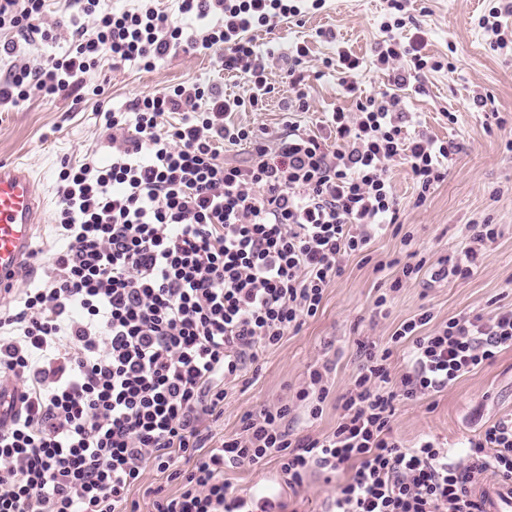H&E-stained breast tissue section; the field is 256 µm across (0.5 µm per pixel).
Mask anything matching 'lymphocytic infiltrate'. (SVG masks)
<instances>
[{
    "mask_svg": "<svg viewBox=\"0 0 512 512\" xmlns=\"http://www.w3.org/2000/svg\"><path fill=\"white\" fill-rule=\"evenodd\" d=\"M92 19L73 49L28 61L21 45L42 28L45 0H0V109L32 92L82 96L85 75L103 59L153 68L176 51L223 52L242 70L249 98H227L194 84L146 96L127 111L104 113L112 158L59 171L57 226L63 247L46 280L18 304L0 308V377L20 381L19 414L0 429V512H137L131 489L145 465L181 481L176 495L154 488L155 512H248L226 471L276 460L290 488L308 475L351 468L325 512H477L474 476L512 478V418L487 425L455 461L438 439L404 445L395 405L439 393L512 348V308L449 319L431 327L422 310L400 324L389 348L363 344L365 360L340 400L335 429L296 435L288 418L323 413L329 365L310 366L291 399L248 414L241 434L215 437L227 386L315 317L345 259L397 222L391 161L410 167L420 194L443 177L454 145L406 136L396 94L382 92L355 112H333L338 146L286 122L277 154L257 131L228 114L267 94L265 56L250 31L299 15L296 0H178L202 21L184 37L154 0L115 13L105 0H64ZM391 20L376 50L378 68L406 85L440 70L393 35L404 0H388ZM410 67H402V59ZM178 123L163 127L166 115ZM249 144L248 165L225 161V144ZM495 225L469 224L454 262L439 260L432 281L470 277ZM407 364L392 379L391 348Z\"/></svg>",
    "mask_w": 512,
    "mask_h": 512,
    "instance_id": "obj_1",
    "label": "lymphocytic infiltrate"
}]
</instances>
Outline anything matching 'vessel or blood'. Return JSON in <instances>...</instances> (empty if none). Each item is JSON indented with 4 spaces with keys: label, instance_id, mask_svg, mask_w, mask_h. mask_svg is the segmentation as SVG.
Here are the masks:
<instances>
[{
    "label": "vessel or blood",
    "instance_id": "obj_1",
    "mask_svg": "<svg viewBox=\"0 0 512 512\" xmlns=\"http://www.w3.org/2000/svg\"><path fill=\"white\" fill-rule=\"evenodd\" d=\"M45 202L31 168L0 163V296L13 290L31 265L33 230L42 223ZM470 493L481 512H512V479H474Z\"/></svg>",
    "mask_w": 512,
    "mask_h": 512
}]
</instances>
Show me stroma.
Wrapping results in <instances>:
<instances>
[{
    "label": "stroma",
    "instance_id": "1",
    "mask_svg": "<svg viewBox=\"0 0 512 512\" xmlns=\"http://www.w3.org/2000/svg\"><path fill=\"white\" fill-rule=\"evenodd\" d=\"M500 4L501 0H408L409 20L395 30V38L420 44L422 55L444 62L445 67L411 81L400 96L408 129L421 128L435 139L456 145L447 174L421 203L409 167L399 161L391 164L401 233L376 234L365 252L346 259L341 277L326 288L317 315L265 352L258 371H245L230 385L224 413L212 425L214 434H239L246 414L260 405L288 400L307 367L323 362L332 367L324 412L319 419L300 420L297 428L303 434H328L336 426L340 398L358 368V342L386 347L393 331L424 308L431 310L437 326L452 317L487 315L512 306V51L491 49L478 25L479 18ZM301 8V15L275 29L252 32L260 49L275 51L268 62L273 89L258 109L231 115L233 122L259 129L273 149L285 131V117L325 136L336 108L355 111L358 100L377 95L391 84L389 74L373 63L374 47L384 37L385 0H325L319 7L303 0ZM44 25L56 27L57 38L49 43L34 41L31 58L41 61L69 52L74 25L66 21L60 0H47ZM300 43L309 54L295 84L288 77L287 54ZM342 50L361 60L359 69L348 77L323 65ZM86 82L102 86L103 95L80 102L70 96L36 94L19 107L0 112V162L28 163L45 198V219L33 235L38 258L18 281L9 304H17L23 289L43 279L49 256L62 246L56 228L61 161L78 164L92 156L104 163L112 156L100 112L125 109L145 95L179 84H213L244 98L251 93L243 74L225 71L221 57L213 54L172 53L149 70L106 59L87 74ZM300 91L306 93L310 109L289 113ZM473 222H489L498 229L496 242L480 256L473 276L435 283L423 270L399 291L389 292L390 282L400 275L411 250H419L430 264L455 257L464 244L465 225ZM407 233L413 235L414 246H405ZM384 292L389 298L381 315L375 301ZM510 415L512 349H507L447 390L398 404L393 428L404 445L432 436L458 455L484 425ZM224 479L244 495L256 496L262 487H269L270 512H322L344 476L339 473L328 480L313 473L293 491L271 460L256 468L226 471Z\"/></svg>",
    "mask_w": 512,
    "mask_h": 512
}]
</instances>
